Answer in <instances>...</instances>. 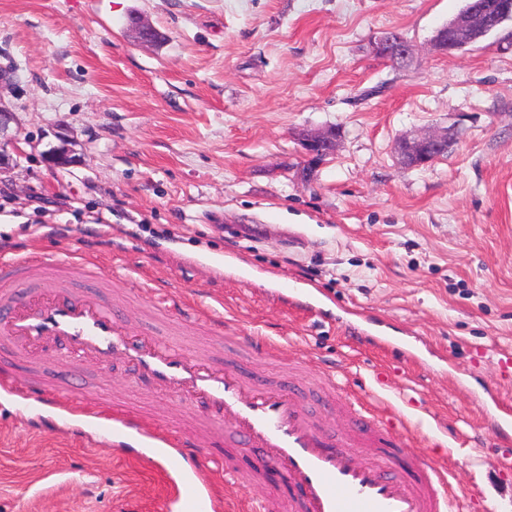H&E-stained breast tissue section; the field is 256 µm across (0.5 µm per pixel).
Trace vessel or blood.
<instances>
[{"label": "vessel or blood", "mask_w": 512, "mask_h": 512, "mask_svg": "<svg viewBox=\"0 0 512 512\" xmlns=\"http://www.w3.org/2000/svg\"><path fill=\"white\" fill-rule=\"evenodd\" d=\"M90 265L69 255L47 259L1 253L0 354L33 367L49 354L103 370L123 361L134 368L138 387L185 405L200 427L190 431L164 416L145 421L117 395L87 402L63 377L51 381L32 370L20 381L0 372V394L12 396L19 408L52 407L65 425L107 422L118 444L132 435L143 438L189 475L190 485L171 490L180 512H225L213 473L247 489L273 471L296 488V495L285 501L273 492L243 498L239 512H447L450 491L440 466L424 462L411 473L395 472L400 436L387 441L382 429L362 426L332 438L306 413L296 387L248 380L172 336L132 333L111 296L87 301L66 279L68 269ZM159 312L175 324L192 314L214 333L223 331L221 321L204 309L164 299ZM228 421L233 432L224 438V452L203 454L201 439Z\"/></svg>", "instance_id": "b4317fda"}]
</instances>
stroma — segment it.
I'll list each match as a JSON object with an SVG mask.
<instances>
[{
  "label": "stroma",
  "instance_id": "stroma-1",
  "mask_svg": "<svg viewBox=\"0 0 512 512\" xmlns=\"http://www.w3.org/2000/svg\"><path fill=\"white\" fill-rule=\"evenodd\" d=\"M465 0H0V97L21 151L0 179V252L84 254L134 331L178 336L248 376L323 391L310 412L343 435L370 415L407 429L400 469H447L452 512H512L495 433L512 406V45L439 55ZM141 18L160 42L140 44ZM387 32L404 68L374 56ZM333 127L310 165L303 134ZM448 127L447 156L404 167L407 135ZM68 138L73 165L47 153ZM209 309L169 326L130 281ZM316 292L304 311L279 294ZM86 397L123 394L146 419L190 422L124 363L85 369ZM19 415L0 396V512H161L160 462L100 431Z\"/></svg>",
  "mask_w": 512,
  "mask_h": 512
}]
</instances>
